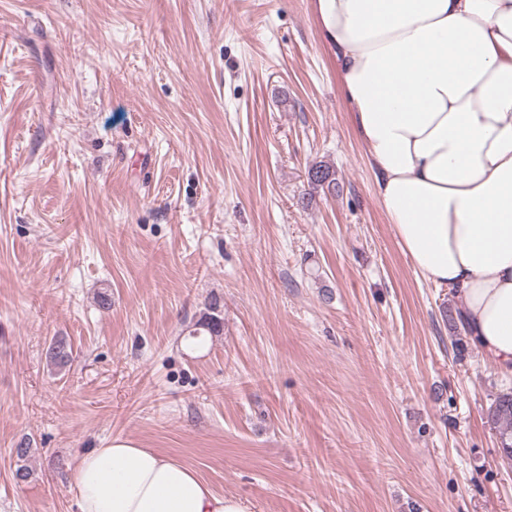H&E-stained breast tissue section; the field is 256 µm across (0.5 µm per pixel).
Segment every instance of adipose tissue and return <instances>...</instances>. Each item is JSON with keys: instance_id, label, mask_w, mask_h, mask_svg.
<instances>
[{"instance_id": "ef3b65f1", "label": "adipose tissue", "mask_w": 512, "mask_h": 512, "mask_svg": "<svg viewBox=\"0 0 512 512\" xmlns=\"http://www.w3.org/2000/svg\"><path fill=\"white\" fill-rule=\"evenodd\" d=\"M403 253L462 300L512 376V0H314ZM79 512H245L180 461L115 438L76 459Z\"/></svg>"}]
</instances>
